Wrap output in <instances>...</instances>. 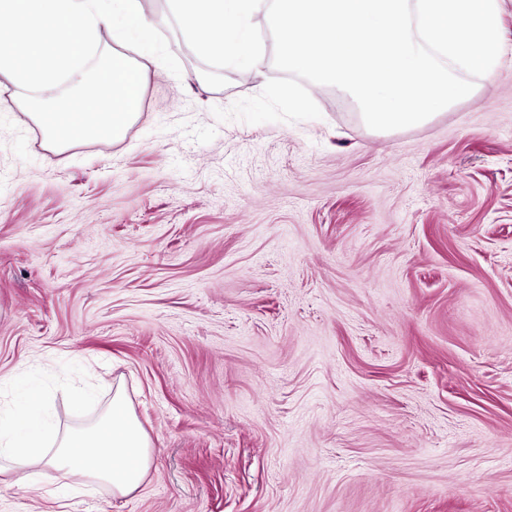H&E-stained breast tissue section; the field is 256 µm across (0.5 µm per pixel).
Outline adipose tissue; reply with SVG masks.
<instances>
[{
  "mask_svg": "<svg viewBox=\"0 0 512 512\" xmlns=\"http://www.w3.org/2000/svg\"><path fill=\"white\" fill-rule=\"evenodd\" d=\"M43 396L21 389L13 410L0 415V473L40 499L50 498L36 478L51 466L127 495L142 485L152 463L151 441L130 410L123 390L97 418L77 430H58L43 410Z\"/></svg>",
  "mask_w": 512,
  "mask_h": 512,
  "instance_id": "obj_1",
  "label": "adipose tissue"
}]
</instances>
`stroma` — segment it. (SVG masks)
<instances>
[{"instance_id": "1", "label": "stroma", "mask_w": 512, "mask_h": 512, "mask_svg": "<svg viewBox=\"0 0 512 512\" xmlns=\"http://www.w3.org/2000/svg\"><path fill=\"white\" fill-rule=\"evenodd\" d=\"M144 59L117 141L62 151L0 73V411L25 377L60 428L124 386L153 463L126 496L0 512H512V53L407 129L308 84L320 118L212 110L278 77ZM92 400L75 407V388Z\"/></svg>"}]
</instances>
